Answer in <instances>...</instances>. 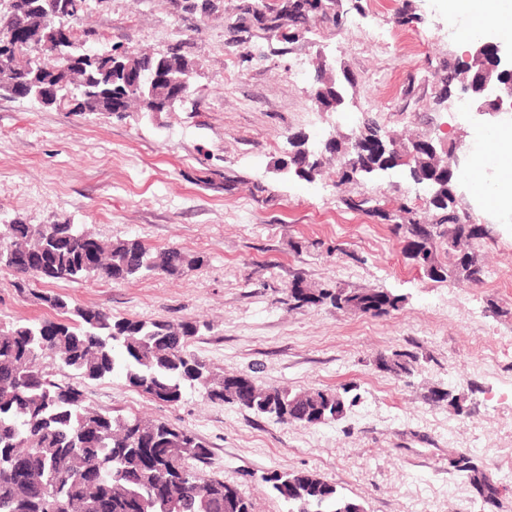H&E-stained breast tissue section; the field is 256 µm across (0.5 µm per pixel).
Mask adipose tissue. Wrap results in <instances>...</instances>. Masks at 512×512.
<instances>
[{"label":"adipose tissue","instance_id":"obj_1","mask_svg":"<svg viewBox=\"0 0 512 512\" xmlns=\"http://www.w3.org/2000/svg\"><path fill=\"white\" fill-rule=\"evenodd\" d=\"M448 12L466 22L462 44H471L479 34L491 33L499 39L512 36V0H448ZM474 162L494 173L493 186L473 188L485 208L491 211L512 204V132H494L485 154L476 156Z\"/></svg>","mask_w":512,"mask_h":512}]
</instances>
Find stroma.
<instances>
[{
  "instance_id": "stroma-1",
  "label": "stroma",
  "mask_w": 512,
  "mask_h": 512,
  "mask_svg": "<svg viewBox=\"0 0 512 512\" xmlns=\"http://www.w3.org/2000/svg\"><path fill=\"white\" fill-rule=\"evenodd\" d=\"M206 14L179 0H88L84 29L96 48L163 54L179 47L194 65V92L165 112H73L0 96V222L66 218L100 239L136 238L200 257L177 278L128 282L31 281L25 291L0 272V321L58 320L43 294L67 296L118 318H191L206 329L188 348L215 372L294 392L352 389L356 403L318 425L284 424L186 390L152 399L118 376L85 382L88 403L191 430L208 450L201 469L233 485L255 512H287L261 479L272 469L314 473L365 512H512V223L485 211L468 179L455 209L484 227L479 284L434 279L410 260L396 232L437 211L397 166L340 183L337 161L315 179L280 172L291 139L348 138L374 119L386 131L471 153L483 123L448 110V70L465 50L444 0H322L307 23L266 0H214ZM278 28H271V18ZM307 75L295 80L296 62ZM332 66L343 104L320 109L313 72ZM400 296L384 316L323 303L295 307V279ZM401 354L411 372L381 359ZM458 395L461 411L432 401ZM497 486L483 499L451 465L456 452Z\"/></svg>"
}]
</instances>
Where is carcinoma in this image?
Wrapping results in <instances>:
<instances>
[{"label":"carcinoma","instance_id":"carcinoma-1","mask_svg":"<svg viewBox=\"0 0 512 512\" xmlns=\"http://www.w3.org/2000/svg\"><path fill=\"white\" fill-rule=\"evenodd\" d=\"M0 21L10 18L39 26L45 20L72 27L68 52L78 67L61 74L52 49L43 45L4 46L0 29V94L34 100L44 106L89 98L91 112H105L115 94L125 92L112 56L85 55L87 40L77 25L88 0H7ZM320 0H285L281 15L308 18ZM125 63L143 69V89L127 108L153 112L167 94L190 84L193 63L176 51H133ZM416 173L434 176L442 165L431 157L414 163ZM450 198L436 206L439 223L406 225L410 256L420 267L447 268L469 282L482 281L484 270L472 251L484 235L478 224L463 223ZM91 235L68 220L53 224H0V270L23 288L32 279L77 282L83 279L129 281L157 275L178 277L199 260L177 248L153 252L141 241L99 240L98 270L82 266L81 240ZM443 250L448 263L439 260ZM382 305L369 292L320 288L307 303L329 302L338 309L382 316L399 308L401 298L381 293ZM41 299L65 315L54 321L0 323V512H253L250 499L237 495L224 502L223 480L190 465L208 451L188 430L138 416H114L85 402L72 376L96 381L118 375L135 390L167 403L179 402L186 389L200 387L211 400L235 403L282 423L316 425L336 419V393L323 389L292 392L262 388L246 376L235 377L257 391L238 397L204 362L188 351L200 332L192 319L151 321L115 318L92 307L73 305L64 295ZM52 361L47 367L45 360ZM470 474L483 496L497 488L472 461L457 464ZM262 481L288 503V512H361L363 506L336 486L309 472L274 469Z\"/></svg>","mask_w":512,"mask_h":512}]
</instances>
